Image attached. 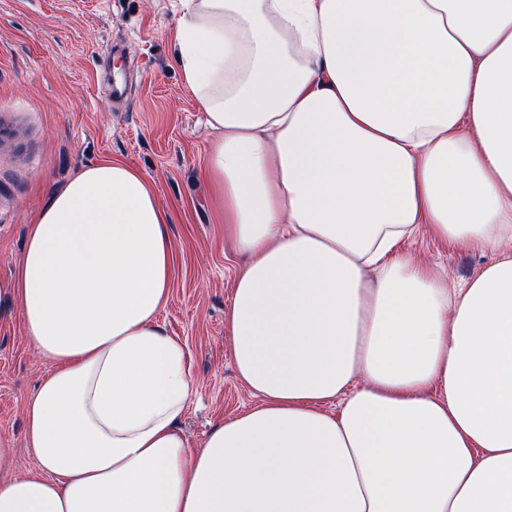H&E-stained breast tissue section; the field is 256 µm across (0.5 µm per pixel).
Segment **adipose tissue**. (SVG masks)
Segmentation results:
<instances>
[{
  "instance_id": "obj_1",
  "label": "adipose tissue",
  "mask_w": 512,
  "mask_h": 512,
  "mask_svg": "<svg viewBox=\"0 0 512 512\" xmlns=\"http://www.w3.org/2000/svg\"><path fill=\"white\" fill-rule=\"evenodd\" d=\"M175 40L258 402L192 447L172 215L89 164L0 282L50 366L43 472L0 436V512H512V0H181ZM422 229L495 259L453 290L406 251Z\"/></svg>"
}]
</instances>
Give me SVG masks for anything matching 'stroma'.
Listing matches in <instances>:
<instances>
[{"instance_id": "stroma-1", "label": "stroma", "mask_w": 512, "mask_h": 512, "mask_svg": "<svg viewBox=\"0 0 512 512\" xmlns=\"http://www.w3.org/2000/svg\"><path fill=\"white\" fill-rule=\"evenodd\" d=\"M180 0H0V281L52 191L84 166L124 161L155 181L173 215V280L160 315L190 353L195 393L183 425L199 446L217 423L257 404L240 384L224 332L245 258L224 242L201 182L212 134L175 64ZM126 75L128 98L112 97ZM406 248L460 288L494 256L419 232ZM49 366L20 317L0 321V435L16 475L41 467L25 437L24 406Z\"/></svg>"}]
</instances>
